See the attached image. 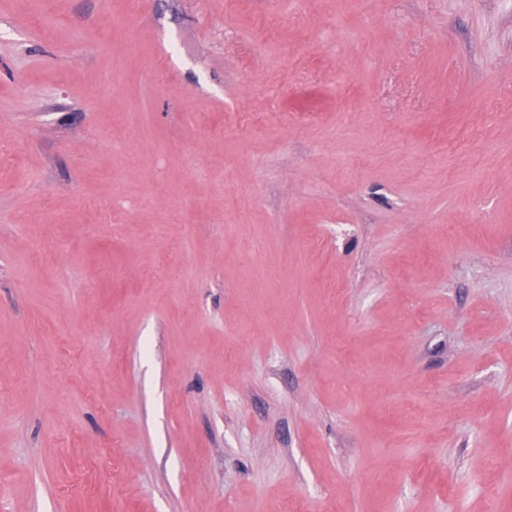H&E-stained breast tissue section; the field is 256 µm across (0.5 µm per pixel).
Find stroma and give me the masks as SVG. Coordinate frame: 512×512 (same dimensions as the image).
<instances>
[{"instance_id":"1","label":"stroma","mask_w":512,"mask_h":512,"mask_svg":"<svg viewBox=\"0 0 512 512\" xmlns=\"http://www.w3.org/2000/svg\"><path fill=\"white\" fill-rule=\"evenodd\" d=\"M0 512H512V0H0Z\"/></svg>"}]
</instances>
